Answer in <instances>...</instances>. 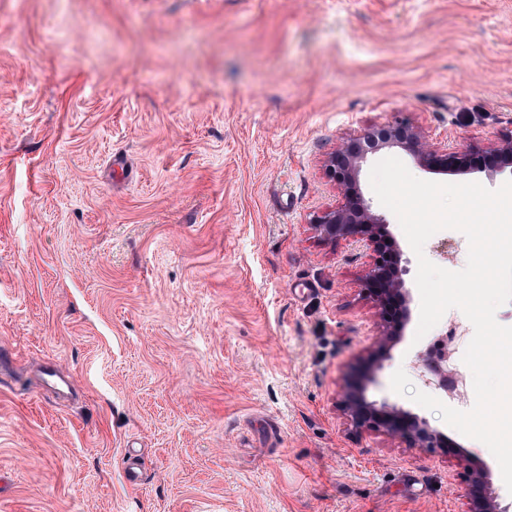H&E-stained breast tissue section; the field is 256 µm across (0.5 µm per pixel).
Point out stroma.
I'll return each instance as SVG.
<instances>
[{
    "mask_svg": "<svg viewBox=\"0 0 512 512\" xmlns=\"http://www.w3.org/2000/svg\"><path fill=\"white\" fill-rule=\"evenodd\" d=\"M484 149L512 133V0H0V512H469L480 441L392 391L371 257L322 238L324 163L394 122ZM496 189L512 171L369 174ZM442 230L434 264L465 267ZM52 367L56 390L41 378ZM448 437V454L355 432L339 390ZM136 449L142 482L123 480Z\"/></svg>",
    "mask_w": 512,
    "mask_h": 512,
    "instance_id": "obj_1",
    "label": "stroma"
}]
</instances>
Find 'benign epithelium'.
<instances>
[{
    "label": "benign epithelium",
    "mask_w": 512,
    "mask_h": 512,
    "mask_svg": "<svg viewBox=\"0 0 512 512\" xmlns=\"http://www.w3.org/2000/svg\"><path fill=\"white\" fill-rule=\"evenodd\" d=\"M399 146L421 163L447 169H461L472 160V154L429 142L421 132L403 122L373 128L361 135L345 139L326 165L327 176L340 189L344 202L311 220L316 231L326 239L345 238L362 244L372 253V264L365 275L368 296L378 307L383 333L380 348L384 349L399 335L410 317L406 291L401 278V254L387 230V224L373 214L358 190V173L368 155L378 150ZM418 368L435 375L441 371L430 348L416 356ZM366 383L349 385L338 393L342 410L354 427L404 438L419 448H441L451 452L452 446L427 422L395 406H376L365 396ZM473 512H502L486 493L483 473L472 472Z\"/></svg>",
    "instance_id": "obj_1"
}]
</instances>
